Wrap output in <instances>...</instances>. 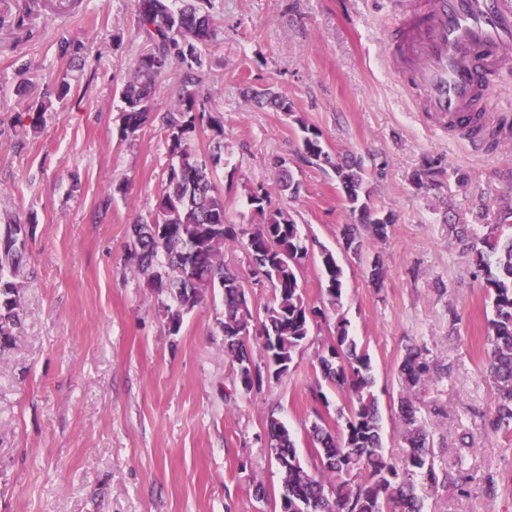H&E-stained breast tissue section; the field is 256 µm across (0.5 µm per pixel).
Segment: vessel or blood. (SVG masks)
I'll list each match as a JSON object with an SVG mask.
<instances>
[{"label": "vessel or blood", "instance_id": "1", "mask_svg": "<svg viewBox=\"0 0 512 512\" xmlns=\"http://www.w3.org/2000/svg\"><path fill=\"white\" fill-rule=\"evenodd\" d=\"M392 57L421 60L418 85L434 126L460 129L484 148L486 78L512 63V0H412L402 10Z\"/></svg>", "mask_w": 512, "mask_h": 512}]
</instances>
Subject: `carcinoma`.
<instances>
[{
	"label": "carcinoma",
	"instance_id": "carcinoma-1",
	"mask_svg": "<svg viewBox=\"0 0 512 512\" xmlns=\"http://www.w3.org/2000/svg\"><path fill=\"white\" fill-rule=\"evenodd\" d=\"M205 2L209 0H136V33L148 43V54L139 56L122 86L120 131L124 138L134 140L145 125L160 121L171 162L151 221L131 225L128 258L152 287L168 292L171 303L162 301L158 307L172 332L179 331L184 312L200 303L208 289L223 290L224 353L236 364V379L245 393L263 386V366L278 378L288 372L294 354L312 333L314 317L326 322L335 316V335L316 351L315 359L323 380L345 396V405L337 410L342 424L333 429L322 420L312 423L308 436L314 454L306 463L298 457L289 429L269 417L267 447L281 473L279 512H423L424 502L413 478L428 487L437 483L430 434L405 398L399 417L408 452L400 466L385 456L378 401L371 391V358L366 347L350 335L349 321L342 312L343 270L334 253L323 249L319 254L322 306L312 307L298 280L308 248L291 214L272 206L270 192L261 185L248 188L255 221L247 228L227 218L224 192L214 176L224 155V124L212 115L208 97L201 92L202 50L216 36ZM173 67L180 94L158 116L156 85ZM69 92V83L63 79L46 85L29 108L33 112L30 129L37 128L53 101H63ZM246 97L291 117L301 132V157L334 170L337 188L356 220L341 228V237L353 245V255L362 258L364 231L385 240L394 218L374 206L363 161L332 157L319 131L296 115L288 94L250 87ZM206 131L209 150L202 155L194 140L197 133ZM280 189L294 199L301 191V183L285 166ZM230 243L246 252L250 273L225 260L224 247ZM469 250L492 307L486 375L496 391L497 410L490 428L495 433L507 432L512 429V232L494 228L472 242ZM25 271L24 254L0 252V347L10 344L21 327ZM260 272L272 295L263 312L254 314L245 284L248 275ZM254 325L264 337L261 366L249 345ZM399 372L404 387L411 391L428 379L430 365L421 351L409 348Z\"/></svg>",
	"mask_w": 512,
	"mask_h": 512
}]
</instances>
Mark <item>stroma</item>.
I'll return each instance as SVG.
<instances>
[{
  "mask_svg": "<svg viewBox=\"0 0 512 512\" xmlns=\"http://www.w3.org/2000/svg\"><path fill=\"white\" fill-rule=\"evenodd\" d=\"M401 8L211 0L202 91L224 124L219 183L230 221L249 223L244 190L261 184L335 254L349 329L371 358L386 454L405 452L401 398L433 435L440 481L422 490L424 512H512V432L486 429L496 410L485 377L491 304L458 236L464 225L483 235L512 224V138L474 153L428 126L405 64L388 55ZM134 19V0H38L25 27L0 28V225L32 222L22 326L0 349V512H275L267 422H284L305 460L317 412L336 423L344 398L320 386L314 358L334 326L314 329L287 374L249 393L224 356L221 289L169 335L156 290L127 258L131 226L150 219L169 162L159 123L132 141L120 134L119 89L147 48ZM64 39L83 41L85 65L61 54ZM61 78L67 101L21 131L19 116ZM249 86L286 91L330 153L363 158L374 205L395 219L386 241L365 236L364 259L342 248L347 210L331 171L299 155L292 117L246 101ZM280 158L302 184L298 198L278 187ZM376 255L380 288L366 265ZM410 346L425 350L432 378L409 391L398 366Z\"/></svg>",
  "mask_w": 512,
  "mask_h": 512,
  "instance_id": "obj_1",
  "label": "stroma"
}]
</instances>
